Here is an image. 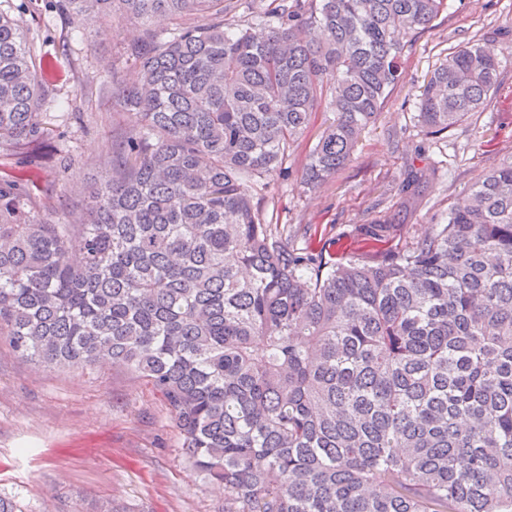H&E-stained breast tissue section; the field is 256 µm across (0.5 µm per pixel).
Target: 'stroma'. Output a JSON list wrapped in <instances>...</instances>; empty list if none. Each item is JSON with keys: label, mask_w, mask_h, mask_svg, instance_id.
<instances>
[{"label": "stroma", "mask_w": 512, "mask_h": 512, "mask_svg": "<svg viewBox=\"0 0 512 512\" xmlns=\"http://www.w3.org/2000/svg\"><path fill=\"white\" fill-rule=\"evenodd\" d=\"M57 0H0L45 61L39 110L48 130L41 159L0 151V178L43 192V204L63 222L100 181L112 175L116 138L132 127L122 117L124 90L138 80L125 50L143 35L138 20L104 16L74 23ZM427 28L406 37L405 77L374 123L361 134L348 164L316 188L303 182L310 148L335 120L320 105L289 152L286 170L258 191L275 224L310 227L312 240L333 255L373 260L377 245L358 232L380 219L397 241L425 237L448 210L500 160L512 157V0H447ZM487 37L503 80L484 111L447 137L426 135L419 96L449 52ZM420 174L418 195L400 194ZM0 493L24 512H95L112 501L119 512H224V487L207 481L182 447L161 395L129 368L100 362L57 368L22 357L0 337Z\"/></svg>", "instance_id": "1"}]
</instances>
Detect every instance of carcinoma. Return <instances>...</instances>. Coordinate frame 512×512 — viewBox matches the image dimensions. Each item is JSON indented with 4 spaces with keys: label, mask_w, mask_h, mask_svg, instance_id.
I'll list each match as a JSON object with an SVG mask.
<instances>
[{
    "label": "carcinoma",
    "mask_w": 512,
    "mask_h": 512,
    "mask_svg": "<svg viewBox=\"0 0 512 512\" xmlns=\"http://www.w3.org/2000/svg\"><path fill=\"white\" fill-rule=\"evenodd\" d=\"M445 0H281L258 34L226 0H58L174 28L126 49L134 134L77 218L0 179V336L59 368L102 359L161 393L224 512H512V161L428 237L376 259L288 247L253 202L318 102L315 186L403 79L402 36ZM42 60L0 11V147L42 156ZM491 40L448 54L419 101L441 135L488 105Z\"/></svg>",
    "instance_id": "obj_1"
}]
</instances>
